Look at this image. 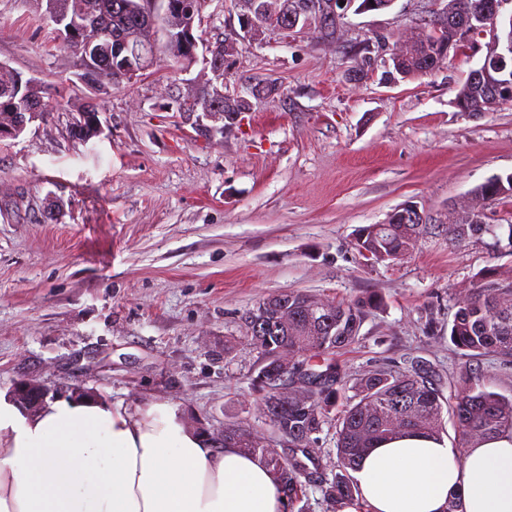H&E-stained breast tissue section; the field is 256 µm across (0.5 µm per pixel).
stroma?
Here are the masks:
<instances>
[{"mask_svg": "<svg viewBox=\"0 0 512 512\" xmlns=\"http://www.w3.org/2000/svg\"><path fill=\"white\" fill-rule=\"evenodd\" d=\"M438 8L352 7L332 41L238 42L230 86L279 91L223 134L202 113L164 109L174 84L204 81L203 64L180 73L160 61L94 94L42 21L43 0H0V63L54 97L50 117L0 140V390L27 382L62 398L78 387L130 407L166 402L212 440L230 420L268 433L245 317L294 290L374 297L358 341L337 355L351 376L420 358L445 388L470 370L512 396V361L464 355L448 339L457 299L485 269L511 275V249L435 235L377 264L354 246L361 226L405 202L442 224L476 185L512 173V99L483 113L455 105L487 39L426 76L383 79L392 46ZM90 95L103 131L80 142L70 117Z\"/></svg>", "mask_w": 512, "mask_h": 512, "instance_id": "1", "label": "stroma"}]
</instances>
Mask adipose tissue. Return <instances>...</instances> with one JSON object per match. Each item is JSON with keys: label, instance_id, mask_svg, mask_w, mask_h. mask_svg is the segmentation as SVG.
Returning <instances> with one entry per match:
<instances>
[{"label": "adipose tissue", "instance_id": "adipose-tissue-1", "mask_svg": "<svg viewBox=\"0 0 512 512\" xmlns=\"http://www.w3.org/2000/svg\"><path fill=\"white\" fill-rule=\"evenodd\" d=\"M371 512H512V431L458 453L406 434L355 474ZM0 512H284L263 464L213 450L165 402L127 408L100 395L22 407L0 392Z\"/></svg>", "mask_w": 512, "mask_h": 512}]
</instances>
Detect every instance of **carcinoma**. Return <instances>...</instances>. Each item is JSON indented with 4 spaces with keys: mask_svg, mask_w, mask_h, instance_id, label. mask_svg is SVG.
Wrapping results in <instances>:
<instances>
[{
    "mask_svg": "<svg viewBox=\"0 0 512 512\" xmlns=\"http://www.w3.org/2000/svg\"><path fill=\"white\" fill-rule=\"evenodd\" d=\"M45 2L44 15L53 24L55 36L79 59L89 44L109 56L112 40L130 35L148 68L159 53L171 56L174 66L187 69L192 65L189 55H172L166 46L151 44L154 27L137 20L145 12L148 0ZM173 2L176 12L163 17L161 25L174 30L186 20L200 18L205 0ZM88 17L96 20V27H85ZM457 49L456 45L444 49L437 41L423 43L401 64L396 76L402 81L421 77L416 56L431 59L432 69L436 70ZM208 97L209 83L193 88L182 97L185 110L192 112L206 106ZM33 104L41 105L44 116L52 112L49 94L38 81L18 87L8 71L0 70V127L14 126L17 115ZM498 179L500 186L489 179L478 185L481 195L473 214L475 224L448 225V244L459 246L489 235L498 248L505 235L512 248V224L489 222V208L512 196V174ZM430 228L429 224H367L358 229L355 246L375 263H394L409 255ZM375 301L369 296L335 303L301 292L281 291L262 298L253 309L254 316L266 319L273 330L250 337L258 353L251 385L277 440L288 439V454L279 453L268 438L239 423L224 424V445L259 457L291 509L303 500L307 483L318 473L316 434L321 431L326 413L348 390L354 395L346 402L336 431V471L332 479L325 481V494L338 508L357 500L359 488L353 473L377 443L408 431L439 439L446 409L451 412L463 448L512 430V396L486 389L471 373L460 378L448 398L439 375L421 359H412L397 371L349 379L335 355L355 342L366 309ZM285 304L286 327L275 321ZM448 332L459 350L474 355L496 353L512 359V277L492 270L479 273L475 286L458 300ZM279 373L286 376L291 388L286 399L272 398L258 383L263 376Z\"/></svg>",
    "mask_w": 512,
    "mask_h": 512,
    "instance_id": "1",
    "label": "carcinoma"
}]
</instances>
